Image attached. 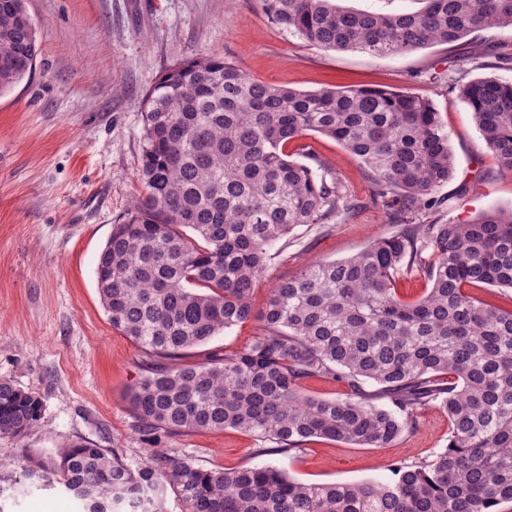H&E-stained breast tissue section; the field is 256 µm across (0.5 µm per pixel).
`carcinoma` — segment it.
Here are the masks:
<instances>
[{
	"mask_svg": "<svg viewBox=\"0 0 512 512\" xmlns=\"http://www.w3.org/2000/svg\"><path fill=\"white\" fill-rule=\"evenodd\" d=\"M260 2L311 46L372 57L512 28V0H422L407 13ZM38 52L25 0H0V94L32 72ZM454 90L500 171L512 174V83L484 77ZM145 103L144 194L113 225L96 266L112 327L147 355L128 393L140 425L231 428L284 451L312 438L389 448L417 409L438 400L448 445L397 468L394 481L306 484L273 465L205 469L174 448L133 469L77 441L54 469L0 473V496L24 480L63 488L84 512H164L169 490L182 512H512V310L470 292L512 289V210L414 224L346 259L312 262L278 283L262 311L251 305L274 243L350 208L329 165L290 158L288 144L311 132L332 138L368 169L374 197L400 192L436 207L431 194L455 159L434 105L397 91L271 85L214 55L168 69ZM424 264L431 288L401 299L396 280ZM253 317L262 333L244 349L181 362ZM312 377L350 393L309 396ZM41 418L38 398L0 379V438L25 436Z\"/></svg>",
	"mask_w": 512,
	"mask_h": 512,
	"instance_id": "1",
	"label": "carcinoma"
}]
</instances>
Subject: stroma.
Masks as SVG:
<instances>
[{"instance_id":"obj_1","label":"stroma","mask_w":512,"mask_h":512,"mask_svg":"<svg viewBox=\"0 0 512 512\" xmlns=\"http://www.w3.org/2000/svg\"><path fill=\"white\" fill-rule=\"evenodd\" d=\"M40 53L32 73L0 94V378L37 397L42 418L20 438H0V472L54 467L62 446L86 441L138 467L150 446L178 448L206 468L272 464L308 484L389 481L394 467L427 459L448 443V414L433 401L392 447L317 439L299 454H260L235 430L159 433L149 444L128 402L144 353L113 328L95 269L113 224L142 192L145 98L170 67L203 54L223 57L251 78L314 91L383 88L419 96L440 111L455 171L434 192L440 206L409 208L405 197L374 200L364 165L342 145L312 133L305 142L355 204L323 224L276 242L255 283L262 310L280 281L308 262L348 258L413 224L465 221L512 209V174L502 173L452 86L493 77L512 83V63L462 60L445 44L401 56L315 48L271 22L259 0H26ZM261 331L233 326L186 361L238 351ZM0 512H83L61 489L15 487Z\"/></svg>"}]
</instances>
